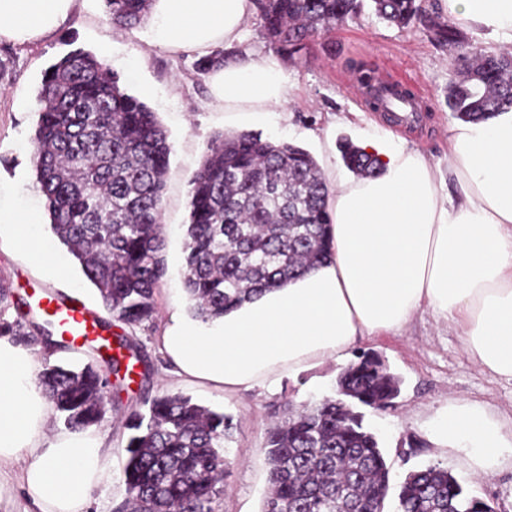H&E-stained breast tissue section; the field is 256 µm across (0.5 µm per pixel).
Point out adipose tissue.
I'll use <instances>...</instances> for the list:
<instances>
[{
	"label": "adipose tissue",
	"mask_w": 512,
	"mask_h": 512,
	"mask_svg": "<svg viewBox=\"0 0 512 512\" xmlns=\"http://www.w3.org/2000/svg\"><path fill=\"white\" fill-rule=\"evenodd\" d=\"M74 4L0 0V40L42 39ZM442 6L512 44V0ZM154 10L156 42L201 56L231 51L212 72L225 111L261 112L284 101L278 61L244 45L254 0H156ZM360 147L378 157L379 175L325 176L332 258L221 318L172 312L159 338L171 376L227 396L272 391L427 311L459 325L463 350L484 371L512 381V111L456 126L444 173L420 151L382 138L362 135ZM40 221L34 209L0 210V227L28 241L30 261L62 274L52 243L34 233ZM39 357L0 338V512H87L89 490L112 476V448L93 427L51 431V406L35 377ZM427 428L439 452L466 450L478 476L512 456V428L464 399L440 408Z\"/></svg>",
	"instance_id": "ef3b65f1"
}]
</instances>
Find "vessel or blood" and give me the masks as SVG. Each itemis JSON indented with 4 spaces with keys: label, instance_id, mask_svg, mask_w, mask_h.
<instances>
[{
    "label": "vessel or blood",
    "instance_id": "vessel-or-blood-1",
    "mask_svg": "<svg viewBox=\"0 0 512 512\" xmlns=\"http://www.w3.org/2000/svg\"><path fill=\"white\" fill-rule=\"evenodd\" d=\"M380 107L391 113L400 124L409 122L415 116L413 101L402 95L385 94ZM36 303L57 324L60 335L73 346L101 343L103 332L97 319L77 297L44 291L39 294Z\"/></svg>",
    "mask_w": 512,
    "mask_h": 512
}]
</instances>
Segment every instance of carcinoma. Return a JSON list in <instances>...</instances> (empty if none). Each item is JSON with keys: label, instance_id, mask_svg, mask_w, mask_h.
Segmentation results:
<instances>
[{"label": "carcinoma", "instance_id": "cac0c4a2", "mask_svg": "<svg viewBox=\"0 0 512 512\" xmlns=\"http://www.w3.org/2000/svg\"><path fill=\"white\" fill-rule=\"evenodd\" d=\"M397 27L417 20L453 56L458 79L448 85V108L464 122H481L512 109V53L469 47L464 30L420 0H255L263 35L290 57L319 31L359 17L365 2ZM153 0H103L117 30L141 25ZM222 48L195 63L201 72L224 65ZM42 79L33 136L34 173L51 232L98 291L112 319L135 327L153 318L165 274L161 211L171 145L150 107L129 91L106 61L83 49L49 66ZM346 166L370 177L378 159L344 145ZM185 228V290L193 314L221 317L246 299L322 265L331 257L326 228L329 187L303 148L248 132L224 135L206 153L190 182ZM53 323L32 310L0 317V336L16 342L42 337ZM110 382L97 354L82 366L47 365L39 383L65 428L98 427L114 399L141 375V351L116 335ZM339 398L299 408L287 401L267 431L269 492L262 512H384L390 466L363 409L393 406L401 380L381 359L362 354L337 377ZM145 413L125 419L129 431L122 477L127 499L118 512H212L224 494V442L232 420L182 394L146 401ZM401 512H494L465 493L448 469L432 464L408 473L399 492Z\"/></svg>", "mask_w": 512, "mask_h": 512}]
</instances>
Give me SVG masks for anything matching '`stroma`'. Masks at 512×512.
Segmentation results:
<instances>
[{
	"instance_id": "35a3bbf8",
	"label": "stroma",
	"mask_w": 512,
	"mask_h": 512,
	"mask_svg": "<svg viewBox=\"0 0 512 512\" xmlns=\"http://www.w3.org/2000/svg\"><path fill=\"white\" fill-rule=\"evenodd\" d=\"M110 46V67L129 76V90L140 96L166 128L171 144L162 203L166 274L155 297L153 321L132 329L150 365V374L132 399L122 400L100 431L112 446L116 471L111 484L92 491L89 512H117L126 498L121 471L127 459V431L122 420L142 409L146 399L162 392L180 393L232 417L234 437L226 442V489L215 512H261L267 491L265 434L284 400L300 405L337 394L340 365L328 362L283 379L277 393L255 388L230 397L209 393L174 379L159 350L158 338L174 309H187L184 287V226L188 220L190 180L220 134L251 132L307 150L324 163L327 149L357 141L362 132L402 139L405 148L426 154L440 167L448 165V140L457 118L450 112L447 89L456 78L450 54L438 48L423 26L399 28L378 19L372 10L335 30L314 36L295 58L279 55L287 78L285 100L268 112L229 120L223 103L214 98L211 76L197 71V53L161 46L150 40L149 24L124 32L107 21L102 0H78L64 24L35 42L0 41V207L42 209L34 177L33 128L38 119V92L45 70L69 51L98 52ZM366 64L376 76L412 88L418 94L423 124L396 127L373 111L353 68ZM58 259L68 273L51 274L28 265L22 245L0 240V277L13 285L14 298L34 289L78 295L99 318H107L97 291L85 281L65 250ZM353 354H378L389 371L402 380L392 408L365 412V423L379 437L390 466L387 512H399V484L412 470L429 464L448 469L474 496L491 503L495 512H512V460L495 474L475 476L465 451L440 453L428 440L426 422L448 399L466 398L482 405L505 427H512V383L486 374L463 351L459 327L417 313L400 332L359 340Z\"/></svg>"
}]
</instances>
